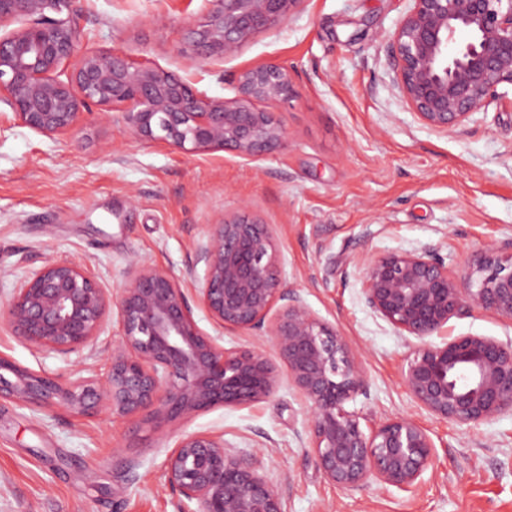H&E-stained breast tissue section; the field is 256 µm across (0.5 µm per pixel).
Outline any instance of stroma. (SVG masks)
Segmentation results:
<instances>
[{
	"label": "stroma",
	"mask_w": 512,
	"mask_h": 512,
	"mask_svg": "<svg viewBox=\"0 0 512 512\" xmlns=\"http://www.w3.org/2000/svg\"><path fill=\"white\" fill-rule=\"evenodd\" d=\"M409 0H304L276 29L223 62H196L208 95L233 96L256 63L291 68L298 96L269 104L286 145L247 161L139 143L118 107L90 106L78 130L50 139L17 125L0 104V301L51 258L80 262L120 292L131 261L176 276L200 329L227 348L270 346L266 328L241 334L199 307L210 225L245 213L273 225L284 285L364 357V388L347 404L362 417L417 418L435 443L418 487L376 482L343 491L319 470L308 409L288 382L243 408L221 405L163 426L100 412L0 402V512H193L166 483L177 440L223 433L258 454L284 486L285 512H512V413L468 427L434 418L403 381L418 344L365 303L362 264L374 253L433 251L464 271L484 247L512 243V103L497 101L459 132L420 123L393 86L386 39ZM202 0H72L80 53L120 50L182 72V35ZM454 335L507 340L512 325L481 312L453 317ZM0 355L51 377L79 365L104 372L96 352H35L0 324Z\"/></svg>",
	"instance_id": "obj_1"
}]
</instances>
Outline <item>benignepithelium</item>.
Wrapping results in <instances>:
<instances>
[{
  "instance_id": "obj_1",
  "label": "benign epithelium",
  "mask_w": 512,
  "mask_h": 512,
  "mask_svg": "<svg viewBox=\"0 0 512 512\" xmlns=\"http://www.w3.org/2000/svg\"><path fill=\"white\" fill-rule=\"evenodd\" d=\"M184 31L187 66L221 61L260 31L279 27L306 0H204ZM389 36L395 84L424 125L453 133L512 87V0H411ZM67 0H0V103L46 137L73 132L91 103L121 105L134 140L186 153L230 151L252 160L285 146L288 133L262 103L297 97L290 69H242L234 95L216 98L190 80L112 50L77 56L70 16L48 19ZM20 23L14 28L12 24ZM199 302L225 329L268 325L288 383L309 408V435L324 477L344 491L371 482L409 490L423 481L434 442L412 416L368 420L346 408L363 385V357L284 287L270 224L246 215L211 225ZM366 304L401 335L419 340L404 373L420 409L479 426L512 412V340L461 335L439 343L448 321L490 313L512 324V253L489 246L461 274L430 252L374 254L363 264ZM118 315L120 338L105 344L107 370L80 367L61 381L0 357V401L62 407L79 418L106 409L135 420L173 421L217 405L270 398L281 376L259 346L225 348L197 325L179 280L132 262L119 295L80 263L53 258L0 305V322L31 350L62 355L95 347ZM169 488L195 512H284L283 489L259 457L224 448V434L183 435L166 462Z\"/></svg>"
}]
</instances>
